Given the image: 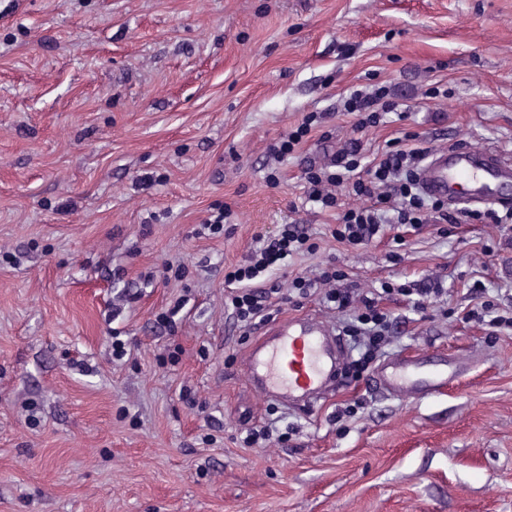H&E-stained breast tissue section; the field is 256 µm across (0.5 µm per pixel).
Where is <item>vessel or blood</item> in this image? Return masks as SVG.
I'll return each mask as SVG.
<instances>
[{
    "label": "vessel or blood",
    "instance_id": "b4317fda",
    "mask_svg": "<svg viewBox=\"0 0 512 512\" xmlns=\"http://www.w3.org/2000/svg\"><path fill=\"white\" fill-rule=\"evenodd\" d=\"M511 179V162L493 152L478 155L468 148L433 154L420 172L424 193L461 209L506 203L498 186ZM341 357L337 341L320 323L292 319L249 351L247 370L267 395L291 400L324 393ZM450 379L442 369L421 371L416 360L403 355L386 365L378 383L393 394L421 396L440 391Z\"/></svg>",
    "mask_w": 512,
    "mask_h": 512
}]
</instances>
